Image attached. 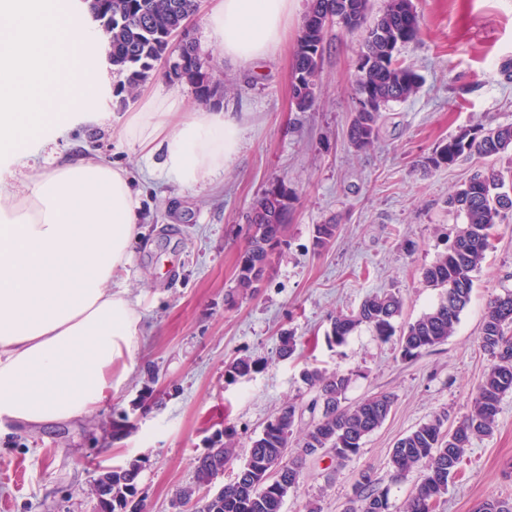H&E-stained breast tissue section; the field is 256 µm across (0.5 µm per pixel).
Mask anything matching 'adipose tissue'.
<instances>
[{
	"label": "adipose tissue",
	"instance_id": "ef3b65f1",
	"mask_svg": "<svg viewBox=\"0 0 512 512\" xmlns=\"http://www.w3.org/2000/svg\"><path fill=\"white\" fill-rule=\"evenodd\" d=\"M296 2L209 0V37L239 64L266 59ZM242 135L233 113L187 112L159 86L112 130L177 190L213 185ZM140 208L128 169L96 159L32 164L20 181L0 174V425L74 421L111 396L115 365L143 333L126 284Z\"/></svg>",
	"mask_w": 512,
	"mask_h": 512
}]
</instances>
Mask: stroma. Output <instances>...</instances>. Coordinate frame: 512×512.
I'll use <instances>...</instances> for the list:
<instances>
[{"label": "stroma", "instance_id": "1", "mask_svg": "<svg viewBox=\"0 0 512 512\" xmlns=\"http://www.w3.org/2000/svg\"><path fill=\"white\" fill-rule=\"evenodd\" d=\"M413 3L422 34L401 57L424 82L415 96L389 107L370 150L355 151L345 137L360 35L336 23L327 27L316 104L301 112L293 103L292 62L307 7L298 0L281 47L254 69L211 45L204 16L190 21L200 55L223 79L207 102H199L192 84L171 80L165 64L153 72L166 90L184 97L187 110L204 104L242 120L236 161L216 185L176 191L145 183L142 162L118 148L111 121L75 125L50 143L34 136L0 159V173L18 177L28 162L54 167L84 156L129 170L141 192L142 234L133 244L127 284L140 299L145 326L124 380L94 412L64 424L0 428V512H100L95 479L132 464L143 512H193L189 504L174 507L175 493L194 485L197 459L217 431L234 427L243 452L285 402L300 408L292 442L320 419L317 393L301 376L307 366L352 374L349 402L388 393L394 405L349 460L339 463L325 453L309 459L282 512H305L311 500L321 512H345L365 472L387 492L392 512H402L420 471L396 474L391 450L434 414L447 412L453 426L466 413L490 365L480 347L485 303L512 291L510 215L497 226L474 274L471 301L446 342L404 360L395 343L380 342L364 328L342 346L325 341L331 317L380 290L402 295L399 323L432 308L438 292L421 271L464 222L449 210V194L490 166L512 184V164L504 158L465 157L436 170L421 164L463 129L512 123V82L501 74L502 65L512 63V0ZM282 182L292 197L286 240L256 295L228 305L247 244L246 215ZM326 222L339 224L340 232L320 251L314 228ZM285 332L298 339L288 359L279 355ZM245 355L260 360L261 370L228 381L227 364ZM510 463L512 395L501 402L493 434L466 449L441 512H474L484 499L512 498V477L504 474Z\"/></svg>", "mask_w": 512, "mask_h": 512}]
</instances>
